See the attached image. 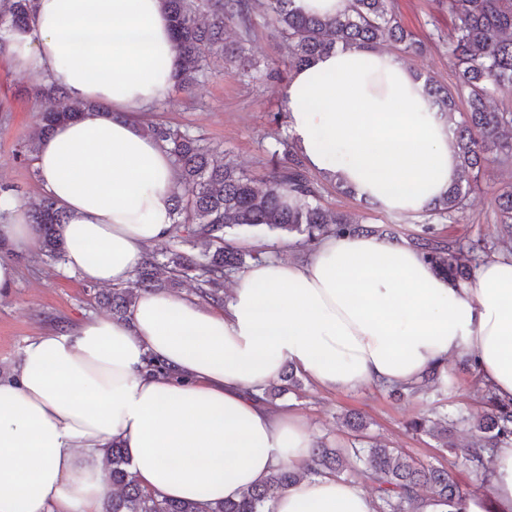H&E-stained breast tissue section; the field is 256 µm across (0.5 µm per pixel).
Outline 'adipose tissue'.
Instances as JSON below:
<instances>
[{"instance_id":"obj_1","label":"adipose tissue","mask_w":512,"mask_h":512,"mask_svg":"<svg viewBox=\"0 0 512 512\" xmlns=\"http://www.w3.org/2000/svg\"><path fill=\"white\" fill-rule=\"evenodd\" d=\"M0 55L32 86L89 103L43 137L35 166L67 214L62 271L127 282L173 223L176 175L142 117L174 88L161 0H33L27 33L0 32ZM288 132L310 170L383 209L415 213L458 177L448 122L396 55L335 48L285 92ZM0 242L35 246L26 207L0 202ZM476 357L512 401V253L455 283L421 252L376 236L330 235L305 262L266 259L237 275L223 305L140 293L125 319L99 315L26 341L0 372V512H102L105 450L121 442L140 485L176 500H238L315 442L262 390L285 363L329 392L417 383L434 365ZM488 488L512 512V445ZM360 484L304 475L268 512H376Z\"/></svg>"}]
</instances>
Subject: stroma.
Masks as SVG:
<instances>
[{"mask_svg":"<svg viewBox=\"0 0 512 512\" xmlns=\"http://www.w3.org/2000/svg\"><path fill=\"white\" fill-rule=\"evenodd\" d=\"M396 10L404 25L417 39L426 41L420 55H403L402 60L423 78L443 85H454L455 75L448 60L447 38L453 21L447 11L438 9L435 0H396ZM245 56L256 62L257 71L237 74L212 59L204 81L191 92L173 90L169 98L148 112L151 121H163L190 129L209 139L217 153L226 154L254 178H261L268 166L269 150L276 139L287 138V126L270 123V113L284 111L285 85L266 79L267 71L287 72V53L273 39L263 18H256L249 40L241 41ZM51 102L37 95L26 76L0 58V186L13 189L16 199L26 205L39 203L44 192L33 162L20 155L23 144L35 131L39 116ZM512 180V165L490 163L477 187L468 196L464 213L453 220L428 221L422 214L387 212L366 208L358 199L324 185L321 204L362 224H389L401 239L421 234L427 223L440 232L462 238L464 243L481 241L485 255L496 252L493 224L494 192ZM238 247L267 252L278 258L304 262L309 252L294 237L267 230L244 231L235 238ZM18 269L13 288L0 292V368L17 364L25 342L35 336L67 332L84 319L108 314L99 299L100 286L65 275L56 262L40 251L10 253ZM303 416L316 442L329 446L349 444L352 430L345 426V415L357 413L368 424L366 434L398 449L414 460L443 467L476 497H485L488 484L480 472L471 468L465 448L478 436L460 425L453 431L458 447L442 448L437 439L407 430L408 422L427 416L451 418L482 411V392L461 360L448 363L444 386L395 401L386 391L365 387L356 391L327 393L310 380L299 389L272 400Z\"/></svg>","mask_w":512,"mask_h":512,"instance_id":"obj_1","label":"stroma"}]
</instances>
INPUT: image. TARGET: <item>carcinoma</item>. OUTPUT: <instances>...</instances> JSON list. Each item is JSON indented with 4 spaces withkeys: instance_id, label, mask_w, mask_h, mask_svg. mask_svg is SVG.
I'll return each instance as SVG.
<instances>
[{
    "instance_id": "obj_1",
    "label": "carcinoma",
    "mask_w": 512,
    "mask_h": 512,
    "mask_svg": "<svg viewBox=\"0 0 512 512\" xmlns=\"http://www.w3.org/2000/svg\"><path fill=\"white\" fill-rule=\"evenodd\" d=\"M32 3L0 0V31L26 32ZM162 5L175 38L176 84L186 92L206 76L207 61L213 56L248 72L252 64L242 54L241 45L224 39V28L236 26L240 39L245 40L260 13L266 16L271 33L287 42L289 65L295 70L337 45L359 49L391 45L408 54L425 48L400 23L394 0H349L348 11L335 18L306 14L295 6V0H162ZM437 5L455 20L448 58L457 82L452 89L429 82L425 86L431 107L451 123L460 173L448 192L427 204L424 212L431 217L451 218L465 209L466 198L490 157L512 160V106L492 104L498 90L512 87V0H437ZM37 93L55 99V105L41 114L43 135L89 108L86 103L70 100L65 91L53 85ZM461 99L467 104V111L462 113L457 108ZM145 131L171 156L178 175L174 222L168 238L188 245L199 241L202 250L173 251L164 261L146 251L135 271L133 286L116 284L104 296L112 314L119 318L127 316L139 292L176 288L184 280L194 283L201 298L224 304V282L264 258L262 252H245L235 246L233 238L239 229L260 227L286 233L300 237L305 245L318 243L331 231L396 239L388 228L353 224L325 209L320 204L321 186L291 141L276 140L264 187L258 188L253 178L237 171L231 162L214 159L202 136L162 122L151 123ZM495 202L498 243L506 250L512 245V187L498 190ZM28 217L41 254L62 261L60 226L66 223V214L46 196ZM412 245L436 274L454 282L469 280L478 266L480 247L445 236L432 224L425 226ZM444 373L446 367L434 366L420 383L395 387L390 392L415 394L441 380ZM485 399L486 409L471 422L483 439L468 448V461L486 475L494 450L512 444V404L498 401L488 390ZM349 426L358 433L357 440L341 448L318 446L306 465L308 473L338 476L360 463L378 499V512H419L424 503L422 491L442 512H465V504L473 495L447 470L364 439L366 423L356 415L349 417ZM452 427L453 423L445 419L425 417L408 423L412 431L439 437L447 448L453 447L448 439ZM106 459L115 492L104 503V512H260L299 476V472L281 467L264 484L247 490L239 501L208 505L169 500L142 488L129 470L125 449L119 442L107 449Z\"/></svg>"
}]
</instances>
